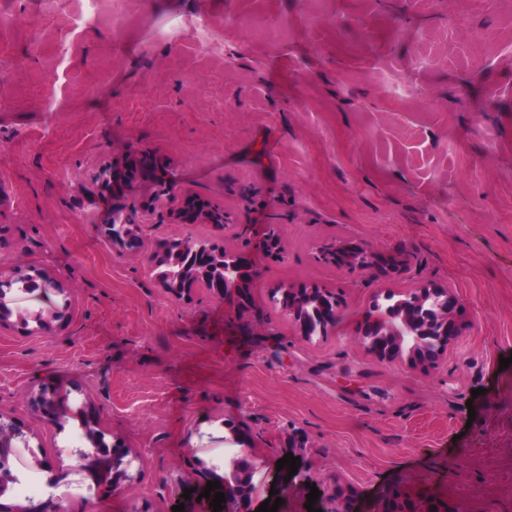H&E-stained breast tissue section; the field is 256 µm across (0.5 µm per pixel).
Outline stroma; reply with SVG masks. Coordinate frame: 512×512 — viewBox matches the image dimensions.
Wrapping results in <instances>:
<instances>
[{
	"mask_svg": "<svg viewBox=\"0 0 512 512\" xmlns=\"http://www.w3.org/2000/svg\"><path fill=\"white\" fill-rule=\"evenodd\" d=\"M141 157L166 184L104 187ZM187 196L223 224L176 223ZM131 213L141 240L116 250L104 226ZM184 234L247 249L248 303L163 287L145 259ZM330 242L399 269L348 274L319 259ZM18 266L63 288L4 300L0 416L26 436L10 459L68 476L2 503L197 512L184 490L229 476L235 439L256 466L251 512L273 490L296 512L313 486L352 512L395 491L512 512V0H9L0 274ZM427 283L461 304L434 363L351 343L375 298ZM304 284L341 295L335 330L302 336L272 298ZM45 387L49 419L31 404ZM90 428L135 455L131 481L81 466ZM292 445L295 476L276 467Z\"/></svg>",
	"mask_w": 512,
	"mask_h": 512,
	"instance_id": "obj_1",
	"label": "stroma"
}]
</instances>
